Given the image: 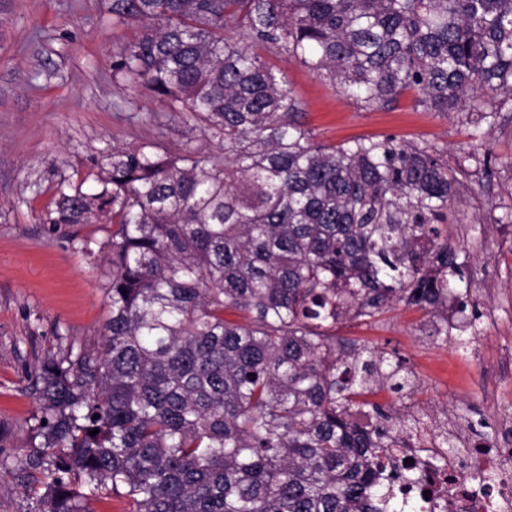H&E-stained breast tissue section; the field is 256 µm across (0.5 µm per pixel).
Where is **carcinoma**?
I'll return each mask as SVG.
<instances>
[{
    "mask_svg": "<svg viewBox=\"0 0 512 512\" xmlns=\"http://www.w3.org/2000/svg\"><path fill=\"white\" fill-rule=\"evenodd\" d=\"M136 27L113 79L195 121L221 156L118 141L55 224L112 218L101 347L42 368L51 453L38 512L126 490L134 512H387L379 457L412 437L394 350L336 336L404 304L466 331L470 256L443 222L486 131L512 112V0H109ZM299 61L357 108L451 112L455 164L395 136L317 140L262 55ZM387 393L389 400L375 397ZM97 428L92 436L89 431Z\"/></svg>",
    "mask_w": 512,
    "mask_h": 512,
    "instance_id": "cac0c4a2",
    "label": "carcinoma"
}]
</instances>
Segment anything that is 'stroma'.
Masks as SVG:
<instances>
[{"mask_svg": "<svg viewBox=\"0 0 512 512\" xmlns=\"http://www.w3.org/2000/svg\"><path fill=\"white\" fill-rule=\"evenodd\" d=\"M108 0H0V461L41 450L42 416L35 377L46 357L96 351L107 318L106 244L112 220L53 224L49 214L61 184L80 182L112 147L160 140L174 152L217 156L193 122L150 124L134 111L156 112L147 89L112 79L118 40ZM319 137L342 143L394 135L456 154L467 129L455 115L414 109L412 94L393 107L364 112L296 60H276ZM135 98L136 110L125 108ZM492 178L471 176L463 202L448 216V240L471 253V295L478 319L466 347L458 336L434 340L422 311L398 305L379 321L346 322L338 336L396 350L415 387L404 411L433 434L450 430L453 453L497 441L512 417V112L486 135ZM486 436L471 432L477 419ZM19 474L0 464V512H37Z\"/></svg>", "mask_w": 512, "mask_h": 512, "instance_id": "obj_1", "label": "stroma"}]
</instances>
